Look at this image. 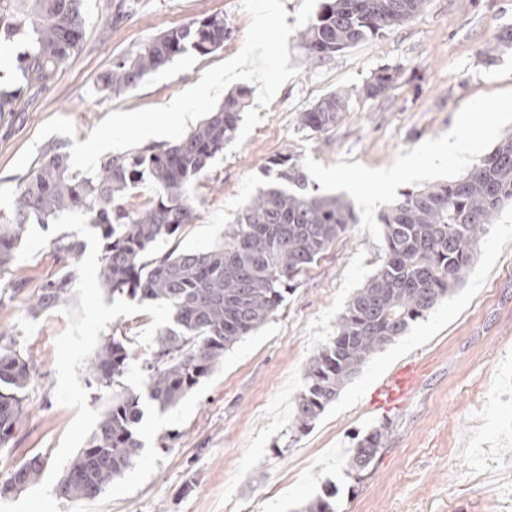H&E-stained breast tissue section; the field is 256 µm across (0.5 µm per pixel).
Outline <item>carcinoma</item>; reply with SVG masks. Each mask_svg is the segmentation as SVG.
<instances>
[{
    "mask_svg": "<svg viewBox=\"0 0 512 512\" xmlns=\"http://www.w3.org/2000/svg\"><path fill=\"white\" fill-rule=\"evenodd\" d=\"M82 0H0V40L17 41L19 83L0 91V117L16 112L27 91L45 87L83 41ZM427 0H321L298 33L306 57L323 61L353 45L413 20ZM231 36L224 17L210 15L173 27L136 53L112 64L95 93L115 98L145 76L194 52L206 56ZM394 73L381 69L362 94H382ZM350 94L331 93L303 111V128L321 132L348 111ZM239 89L188 134L169 146H146L103 159L93 174L75 170L61 147L39 152L19 186L14 210L0 213V275L15 259L26 224H50L67 212H82L102 240L99 280L105 292L139 302L172 304L171 323L158 329L147 363V397L160 412L178 404L224 359V352L264 326L279 310L297 277L355 222L351 202L320 196L301 159L277 154L266 166L267 181L244 206L224 238L205 249L183 250L179 242L194 218L195 192L209 179L212 161L232 143L248 107ZM154 200L142 209L128 204L145 181ZM512 205V135L504 137L457 180L403 192L380 216L384 256L352 296L336 322L335 336L309 363L289 428L304 434L375 352L405 335L459 288L473 264L486 227ZM160 242L174 246L160 253ZM72 279L62 273L45 283L30 305L36 316L65 303ZM129 349L111 334L101 338L88 371L112 389L85 448L71 461L59 491L71 500L92 499L140 457L142 397L123 387ZM32 361L10 343L0 345V446L13 435L26 410ZM387 427L369 430L356 442L345 471L361 474L377 458ZM44 463L24 461L0 495L37 484Z\"/></svg>",
    "mask_w": 512,
    "mask_h": 512,
    "instance_id": "carcinoma-1",
    "label": "carcinoma"
}]
</instances>
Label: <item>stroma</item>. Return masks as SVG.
<instances>
[{
    "instance_id": "stroma-1",
    "label": "stroma",
    "mask_w": 512,
    "mask_h": 512,
    "mask_svg": "<svg viewBox=\"0 0 512 512\" xmlns=\"http://www.w3.org/2000/svg\"><path fill=\"white\" fill-rule=\"evenodd\" d=\"M85 38L53 83L33 92L21 112L0 121V212L15 206L21 173L12 166L50 118H69L86 141L110 113L168 104L210 67L240 52L249 18L241 0H83ZM222 15L232 37L212 54L187 53L117 98L94 87L118 58L176 26ZM512 24V0H427L422 13L382 36L311 64L289 37L290 67L268 107L250 104L237 139L199 188L196 217L181 248L217 242L226 224L266 180L280 153L302 159L320 194L348 193L356 221L298 279L275 316L224 354L223 362L174 408L146 407L144 448L133 468L99 496L59 498V512H303L333 495L337 512H512V208L488 228L465 281L429 315L376 352L313 428L290 440L303 374L336 332V318L380 262V215L400 192L455 180L512 134V53L489 64L496 36ZM395 74L386 92L360 96L380 69ZM351 93L336 127L314 134L301 113L332 92ZM473 139L458 161L434 158L433 145ZM368 171L387 173L378 183ZM80 255L55 241L15 261L13 292L0 283V338L29 355L35 372L27 411L0 447V483L32 456L51 463L76 414L60 405L55 340L67 326L59 310L31 316L33 294L47 280L75 272ZM151 315L120 316L107 333L125 338V386L141 390L152 349L139 340ZM420 381L404 403L377 405L374 393L409 363ZM387 425L375 465L346 475L343 457L358 435Z\"/></svg>"
}]
</instances>
